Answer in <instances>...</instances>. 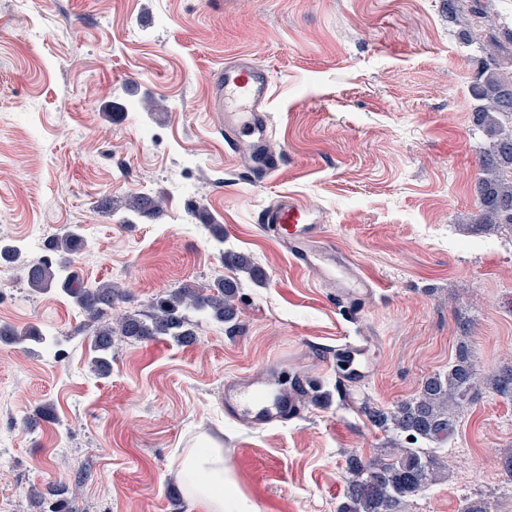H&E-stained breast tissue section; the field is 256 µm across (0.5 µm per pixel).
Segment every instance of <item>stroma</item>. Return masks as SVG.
<instances>
[{"label": "stroma", "instance_id": "obj_1", "mask_svg": "<svg viewBox=\"0 0 512 512\" xmlns=\"http://www.w3.org/2000/svg\"><path fill=\"white\" fill-rule=\"evenodd\" d=\"M241 55L273 77L267 147L280 166L265 177L208 109L214 72ZM481 58L446 0H0V240L22 249L0 264V324L59 341L0 343V512H37L32 491L55 485L71 512H202L171 467L204 436L223 441L259 512H339L349 457L390 440L363 404L394 410L462 344L481 375L512 364V228L471 222ZM141 193L164 216L129 217ZM284 193L375 276L370 299L340 301L261 232ZM69 224L87 240L75 268L124 288V310L224 276L239 283L237 319L193 314L190 343L115 336L109 375L95 374L83 314L25 278ZM228 251L263 283L225 266ZM355 336L374 339L363 385L331 368ZM279 360L286 382L311 376L320 398L265 428L225 418V378ZM45 404L54 419L35 418ZM508 448L512 401L479 389L435 450L441 480L406 512L472 500L512 512Z\"/></svg>", "mask_w": 512, "mask_h": 512}]
</instances>
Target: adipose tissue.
<instances>
[{
  "label": "adipose tissue",
  "instance_id": "obj_1",
  "mask_svg": "<svg viewBox=\"0 0 512 512\" xmlns=\"http://www.w3.org/2000/svg\"><path fill=\"white\" fill-rule=\"evenodd\" d=\"M176 467L185 496L203 512H257L240 496L224 445L218 440L209 438L184 449Z\"/></svg>",
  "mask_w": 512,
  "mask_h": 512
}]
</instances>
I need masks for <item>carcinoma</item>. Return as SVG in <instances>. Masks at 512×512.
<instances>
[{"instance_id": "carcinoma-1", "label": "carcinoma", "mask_w": 512, "mask_h": 512, "mask_svg": "<svg viewBox=\"0 0 512 512\" xmlns=\"http://www.w3.org/2000/svg\"><path fill=\"white\" fill-rule=\"evenodd\" d=\"M458 0H448V16L466 34L479 32L486 54L484 67L471 85L476 101L474 124L485 137L479 148L480 169L476 182L478 210L472 217L480 226H512V26L489 7L474 0L467 10L457 8ZM125 209L140 217L157 219L163 215L162 200L149 194L130 198ZM85 247L82 225L72 224L51 237L46 258L27 269V284L35 292L62 289L81 310L94 330L95 356L91 368L101 376L110 371L109 355L116 334L137 341L170 336L188 343L195 336L190 313H205L218 323L236 319L235 300L239 283L220 278L208 286L185 282L155 298L148 314L117 311L126 293L110 282L87 283L74 269L71 257ZM226 262L247 273L255 282L264 274L250 257L240 253L224 255ZM46 337L31 326L22 331L0 324V342L20 344ZM480 380L470 361L467 346L458 349L456 361L448 372L426 378L418 395L396 407L393 412L364 406L370 421L397 436L414 442L433 443L451 435L456 417L472 401ZM486 385L499 396L512 400V367L493 374ZM443 462L426 448L404 447L393 442L387 457L377 461V468L352 458L347 468V502L340 512H404L408 499L426 489L441 476ZM67 489L49 491L51 500L40 494L38 507L47 512H66Z\"/></svg>"}]
</instances>
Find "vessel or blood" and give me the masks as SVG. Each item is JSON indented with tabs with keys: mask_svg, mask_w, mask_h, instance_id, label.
I'll return each instance as SVG.
<instances>
[{
	"mask_svg": "<svg viewBox=\"0 0 512 512\" xmlns=\"http://www.w3.org/2000/svg\"><path fill=\"white\" fill-rule=\"evenodd\" d=\"M272 80L268 69L252 59L238 57L215 72L209 100L211 111L224 115V134L241 154L262 173H273L278 158L266 148V106ZM265 229L286 247L293 264L316 271L324 286L357 305L374 293L375 282L354 260L323 247V227L316 208L290 194L280 195L263 212ZM312 378H299L294 391L279 389L276 368L259 374L224 380V413L248 428H262L297 418L302 411V394Z\"/></svg>",
	"mask_w": 512,
	"mask_h": 512,
	"instance_id": "vessel-or-blood-1",
	"label": "vessel or blood"
}]
</instances>
